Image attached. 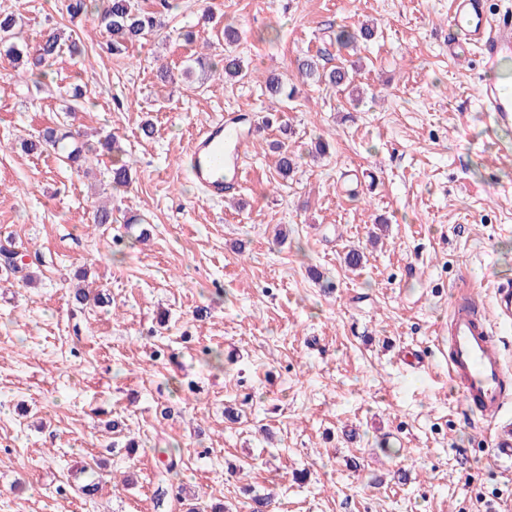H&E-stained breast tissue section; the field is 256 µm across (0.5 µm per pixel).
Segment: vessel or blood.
Wrapping results in <instances>:
<instances>
[{"mask_svg": "<svg viewBox=\"0 0 512 512\" xmlns=\"http://www.w3.org/2000/svg\"><path fill=\"white\" fill-rule=\"evenodd\" d=\"M448 55H473L481 71L494 78L478 89L486 111L501 127L512 126V8L491 18L489 0H450ZM251 138L237 122L217 121L195 136L188 155V171L214 198L230 187L225 170H239ZM496 321H489L474 292L463 294L448 315V376L462 403L482 416H505L512 406V365L505 360L497 324L512 323V282L495 292Z\"/></svg>", "mask_w": 512, "mask_h": 512, "instance_id": "vessel-or-blood-1", "label": "vessel or blood"}]
</instances>
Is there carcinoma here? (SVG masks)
Returning <instances> with one entry per match:
<instances>
[{"label":"carcinoma","mask_w":512,"mask_h":512,"mask_svg":"<svg viewBox=\"0 0 512 512\" xmlns=\"http://www.w3.org/2000/svg\"><path fill=\"white\" fill-rule=\"evenodd\" d=\"M71 13H83L93 17L97 24L104 29L108 40L106 46L112 52L122 51L127 45L152 35L164 24L161 14L145 12L138 8L136 0H71L69 4ZM18 20L13 14H0V62L18 68L28 66L37 74L46 77L53 61L66 51L73 57L82 56L80 40L71 33L53 30L41 33L31 40L18 36L15 28ZM374 34L373 29L362 27L352 32L341 26L336 34V41L347 47L357 39L369 40ZM211 71L222 77L235 78L242 73V64L239 59L225 55L216 61L208 63ZM298 70L301 75L312 78L318 82H326L335 87L346 86L351 83L352 77L345 66H338L327 73L319 72L318 63L312 57L298 61ZM265 91L273 99L285 97L295 98L297 90L288 86L282 77L271 73L265 78ZM27 151L36 152L44 147H50L62 159L71 165H77L93 152L117 153L121 151L119 138L116 134H108L104 139L91 143L84 139V135L74 130L65 131L63 126L47 127L36 140H27L24 143ZM277 159L275 167L277 173L286 178L297 165V158L281 146L276 147ZM131 166L129 162L117 160L112 165V186L115 189L127 187L131 183Z\"/></svg>","instance_id":"carcinoma-1"}]
</instances>
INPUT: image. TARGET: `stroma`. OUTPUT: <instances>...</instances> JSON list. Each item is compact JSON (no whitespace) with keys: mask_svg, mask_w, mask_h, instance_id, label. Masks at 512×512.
<instances>
[{"mask_svg":"<svg viewBox=\"0 0 512 512\" xmlns=\"http://www.w3.org/2000/svg\"><path fill=\"white\" fill-rule=\"evenodd\" d=\"M69 3L0 0L26 36L85 47L45 79L0 66V245L34 274L0 271V512H188L191 494L227 512L263 494L271 512H512V462L466 417L435 342L460 290L490 315L512 280V128L483 112L479 69L449 59L448 0H177L124 55ZM363 23L373 40L337 44ZM226 51L244 78L196 63ZM308 56L355 65L353 85L302 80ZM270 71L298 95L269 99ZM239 114L242 187L213 201L185 154ZM270 117L294 129L287 179ZM65 121L119 135L129 187L113 189L111 156L76 170L24 149ZM102 203L114 223L94 224ZM81 280L108 304H77Z\"/></svg>","mask_w":512,"mask_h":512,"instance_id":"obj_1","label":"stroma"}]
</instances>
